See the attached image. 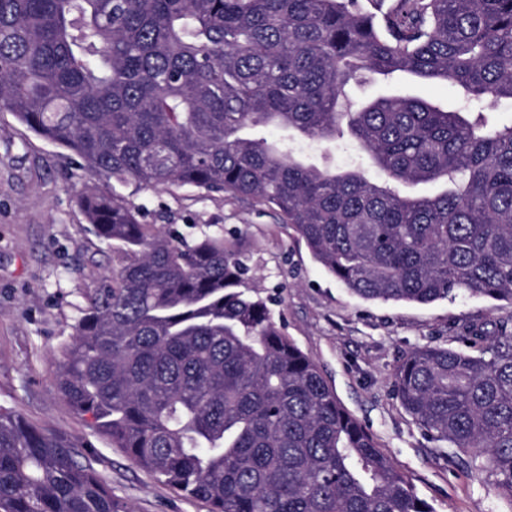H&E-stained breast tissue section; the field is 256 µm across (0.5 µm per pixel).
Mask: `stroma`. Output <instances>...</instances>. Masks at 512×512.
Masks as SVG:
<instances>
[{"instance_id": "stroma-1", "label": "stroma", "mask_w": 512, "mask_h": 512, "mask_svg": "<svg viewBox=\"0 0 512 512\" xmlns=\"http://www.w3.org/2000/svg\"><path fill=\"white\" fill-rule=\"evenodd\" d=\"M387 92L448 110L459 105L450 85L409 76L365 84L357 95ZM94 184L64 150L0 109V406L84 447L130 512H209L207 503L177 493L113 447L58 391L59 350L75 334L86 295L124 257L119 245L95 236L77 205ZM113 191L145 222L185 237L204 224L222 228L225 241L247 257L252 293L272 298L282 332L435 512H512L486 473L424 435L392 393L403 354L425 345L457 347L454 328L462 324L512 333V304L480 296L430 305L366 301L323 270L276 210L253 198L178 184L153 190L117 183Z\"/></svg>"}]
</instances>
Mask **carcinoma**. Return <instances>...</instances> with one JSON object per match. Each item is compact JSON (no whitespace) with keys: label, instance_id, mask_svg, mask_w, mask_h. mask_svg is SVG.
Segmentation results:
<instances>
[{"label":"carcinoma","instance_id":"obj_1","mask_svg":"<svg viewBox=\"0 0 512 512\" xmlns=\"http://www.w3.org/2000/svg\"><path fill=\"white\" fill-rule=\"evenodd\" d=\"M462 91L362 102L365 73ZM512 0H0V105L102 180L79 205L128 255L86 297L62 398L210 512H433L317 365L248 293L221 231L144 224L111 183L250 196L366 301L512 303ZM269 126L288 136L270 142ZM359 151L307 165L290 133ZM384 175L372 181L364 163ZM437 184L433 195L404 188ZM403 354L392 388L425 435L512 501V335ZM0 512H127L77 445L0 408ZM473 108L483 110L491 125H503L512 121V101L500 100L495 103H477Z\"/></svg>","mask_w":512,"mask_h":512}]
</instances>
